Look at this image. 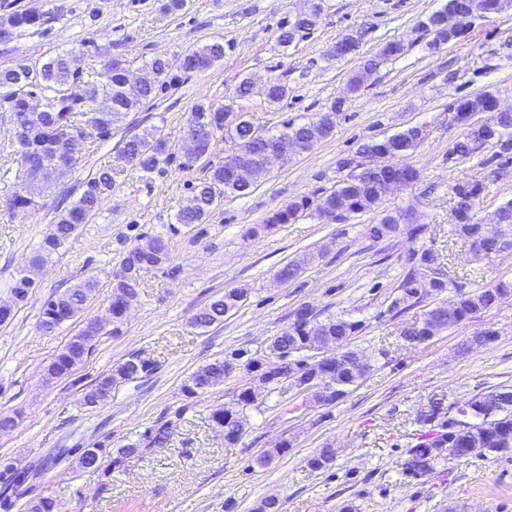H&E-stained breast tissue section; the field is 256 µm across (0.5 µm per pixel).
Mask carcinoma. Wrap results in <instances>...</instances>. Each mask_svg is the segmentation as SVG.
<instances>
[{
  "mask_svg": "<svg viewBox=\"0 0 512 512\" xmlns=\"http://www.w3.org/2000/svg\"><path fill=\"white\" fill-rule=\"evenodd\" d=\"M512 6V0H472L471 13L485 16L501 12ZM47 22V13L36 9L15 12L0 20V44L7 45L14 41L23 31L43 26ZM422 28L431 36L428 45L438 49L461 38L459 33L448 32L447 24L442 18L435 17L422 22ZM403 46L394 41L387 43L378 56L366 63V68L375 69L390 58L402 54ZM224 59V43L211 41L188 51L182 64L183 73L190 75L207 70ZM142 76L137 87L127 83V63L120 58H108L102 71L92 72L82 77V59L71 53L57 54L47 58L39 66L0 67V107L19 115L28 127L25 142L19 144L21 162L30 180L26 193L14 195V203L18 206L35 208L37 198L43 190L51 185L61 184L66 179L73 165L58 161L57 133L61 130L75 132L80 130L81 116L95 112V105L100 99L110 102L108 109L97 113L96 122L102 137L112 135V128L125 119L128 113L136 111L146 102L155 99L158 91L170 88L180 82V77L172 73L169 61L157 56L143 64ZM38 88L45 93L51 108L45 112H27L24 109V95L30 88ZM336 126V107L329 112H320L304 123L288 120L283 129L275 135L276 139H288L294 143V149L281 155L277 166L288 163L292 157L306 153L328 138ZM489 144H495L507 151L512 148V115H500L490 123ZM186 131L196 130L201 134L203 149L211 147L218 135L231 141L235 153L249 164L263 162L259 152L258 127L243 115H235L227 109H214L202 104L195 106L188 113L185 124ZM421 138V130L417 126H409L399 133L390 136V140H376L361 146L359 153L365 155L379 146H392L403 156H408ZM39 157V165H29L28 156ZM121 157L134 171L152 174L171 160L169 136L159 127L151 128L140 135L130 137L124 143ZM112 166L104 165L91 173L84 182V189L72 206L59 210L54 224L45 236L37 254L34 255L31 268L20 272L16 281L26 280L34 284L32 271L38 264L44 263L58 251L82 224H86L100 210L105 198L112 191ZM217 189L223 194L244 195L251 186L239 179H231L224 172V166L208 167V175L190 187V194L179 206L177 219L181 224H204L210 217L220 199H211L209 191ZM382 204L377 179L364 174L351 175L340 181L335 189L321 196L316 203L317 214L324 215L336 209H343L352 214L374 212ZM308 199L293 202L284 209L274 213L267 223L288 224L302 216L309 209ZM401 222H389L381 217L379 223L370 227V234L376 239L389 237L401 230V224L409 225L410 235L418 236L424 225L417 223L415 212L399 213ZM454 218L458 235L469 245V250L476 258H487L489 245L480 238L476 210L461 212L454 210ZM141 251L146 261L142 265L145 270L155 269L169 259L168 243L161 236L143 238L125 255L120 267L112 275V296L114 301V322L122 320L120 304L122 296L129 290L139 292L141 280L135 276H127L124 269L133 265L135 252ZM408 272L399 285L400 295L394 304L408 303L415 305L433 293H441L451 285L447 272L439 266L429 249L412 251L407 259ZM97 287V281L89 278L64 292L49 299L41 313L39 330H56L62 325L58 315L70 312L77 316L84 309ZM512 294V283L500 280L495 284L465 291L458 289L462 304L456 316L447 321L445 328H450L474 317L483 310H489L503 297ZM244 298L241 290H231L215 298L201 308L191 320L193 326L205 330L215 324L224 322V317L238 306ZM360 324L342 318L329 317L323 321L312 317L305 322L292 321L280 335L274 337L268 351L270 356L287 355L280 361L278 375L283 380L294 378L301 365L300 357L308 347H316L326 336H335L340 341H347L358 331ZM95 346L83 348L71 341L50 362V366L65 374L72 367L84 361L93 352ZM148 373L146 369H134L130 360L118 364L111 372L101 376L96 384L83 396V404L97 407L111 397L112 388L117 384L139 378ZM224 381V360L214 362L193 372L184 384L183 389L193 395L196 387L211 388ZM472 422L470 425L478 433L485 435L489 454L499 453L498 441L512 435V391L503 389L480 393L470 399ZM254 405L246 392L239 393L237 402L231 407H218L210 415L214 426L224 425V417H230L239 428L245 431L247 409ZM444 432L433 440H426L409 449V458H421L426 448L448 449V459L457 460L465 448L464 439H453L446 432L448 422L440 423ZM167 425L154 426L143 434V445L128 444L117 450L118 456L109 464H104L105 448H85L77 459L78 469L82 471H98L105 473L116 466H121L127 459L139 457L144 448L161 447L170 440Z\"/></svg>",
  "mask_w": 512,
  "mask_h": 512,
  "instance_id": "cac0c4a2",
  "label": "carcinoma"
}]
</instances>
